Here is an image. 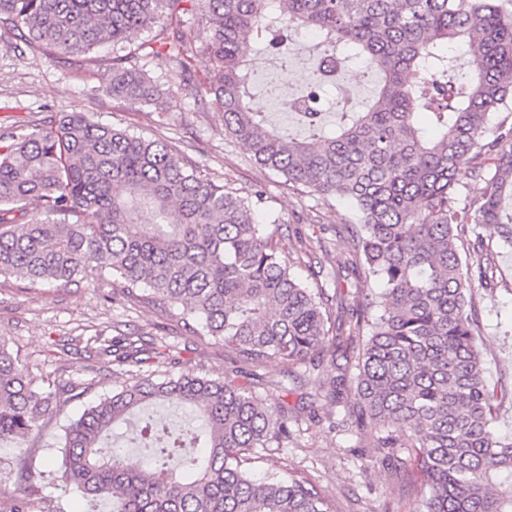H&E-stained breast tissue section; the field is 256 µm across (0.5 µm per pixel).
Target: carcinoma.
<instances>
[{
	"mask_svg": "<svg viewBox=\"0 0 512 512\" xmlns=\"http://www.w3.org/2000/svg\"><path fill=\"white\" fill-rule=\"evenodd\" d=\"M504 0H0V24L52 54H86L112 43L108 93L134 105L208 96L224 131L260 165L323 200L349 202L355 281L381 287L351 308L329 289L324 268L304 264L255 218L262 200L187 166L166 143L66 112L0 135V276L67 286L105 274L122 292L178 319L199 338L224 343L239 361L303 366L315 396L368 433L382 461L402 452L423 476L421 512H512V438L494 428L498 396L474 345L479 320L472 281L492 291L493 252L478 229L499 228L512 244V11ZM209 31L216 69L203 85L185 26ZM320 41L313 84L294 113L308 135L290 137L254 111L253 45L276 56L282 76L306 32ZM147 34L134 45V34ZM468 47L471 65L451 76L448 45ZM177 80L160 83L147 58ZM349 58L379 75L363 112L340 105L322 131L317 89ZM429 119L424 126L419 115ZM483 183L476 193L465 180ZM475 240L461 256L459 229ZM306 265L310 288L294 273ZM96 356L131 380L64 426L60 458L14 461L23 491L0 488L6 512H31L44 488L74 487L112 512H334L303 472L252 475V465L297 437V416L268 407L255 388L226 372L213 378L141 372L155 343L93 338ZM70 379L36 389L0 337V446L43 437ZM355 391L356 402H347ZM141 428L116 451L117 430ZM135 447L138 452L129 451Z\"/></svg>",
	"mask_w": 512,
	"mask_h": 512,
	"instance_id": "carcinoma-1",
	"label": "carcinoma"
}]
</instances>
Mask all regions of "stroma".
I'll list each match as a JSON object with an SVG mask.
<instances>
[{"mask_svg":"<svg viewBox=\"0 0 512 512\" xmlns=\"http://www.w3.org/2000/svg\"><path fill=\"white\" fill-rule=\"evenodd\" d=\"M252 68L254 109L268 113L283 131L300 134L291 114L266 93L267 82L279 77L273 60L254 57ZM111 81V45L84 56L55 59L40 47L20 46L14 31L0 28V133L18 125L45 123L60 112L94 113L101 122L167 142L187 166L240 194L263 190L259 216L264 221L278 217L281 241L294 245L305 240L315 254L323 256L327 269L343 262L349 242L335 231L355 222L356 213L349 204L292 189L281 175L257 164L243 144L225 134L223 113L209 100L134 106L108 95ZM482 233L495 252L501 284L491 291L472 288L481 328L476 344L485 360L486 376L503 402L496 430L512 436V245L500 242L495 227H485ZM143 333L151 334L166 354L165 360L146 363V371L218 377L233 365V354L223 343L197 339L152 306L126 298L115 279L58 288L0 277V337L18 353L35 386L44 390L50 381L77 375L87 385L81 396L66 400L62 414L47 422L42 440L0 448V479L18 487L9 470L13 458L30 455L42 460L56 447L68 419L125 380L112 364L87 359L82 346L59 353L52 351L50 340ZM258 374L255 388L265 403L292 410L302 432L297 442L268 452L255 463V476L299 469L335 502L336 512H416L421 480L412 464L387 468L369 435L359 436L345 428L328 431L325 419L331 407H319V421H311L309 404L315 388L309 377L290 384L278 363L263 366Z\"/></svg>","mask_w":512,"mask_h":512,"instance_id":"obj_1","label":"stroma"}]
</instances>
